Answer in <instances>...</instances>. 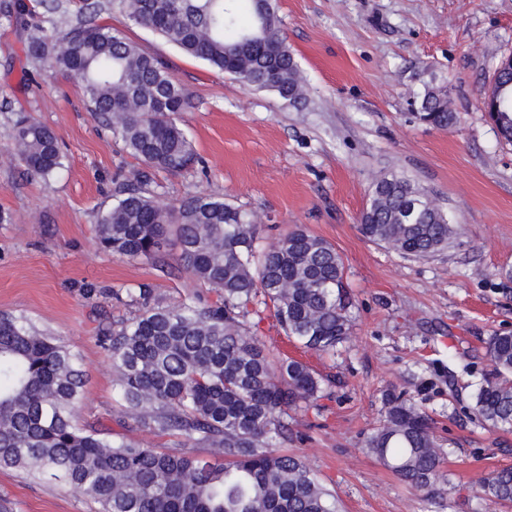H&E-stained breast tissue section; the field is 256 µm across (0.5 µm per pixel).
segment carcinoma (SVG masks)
<instances>
[{
    "mask_svg": "<svg viewBox=\"0 0 512 512\" xmlns=\"http://www.w3.org/2000/svg\"><path fill=\"white\" fill-rule=\"evenodd\" d=\"M109 7L251 87L292 105L306 100L277 0H85L63 34L50 38L36 24L27 27V57L74 80L101 126L144 166L101 214L100 249L154 260L171 242L186 276L216 295L203 306L189 298L159 308L144 287L131 297L141 306L136 317L99 328L129 417L214 456L77 427L83 372L76 356L23 318L0 314V468L58 481L100 512H336L334 494L298 455L281 450L289 411L316 406L322 379L300 360L273 359L243 318L261 297L301 348L335 351L352 329L342 260L301 228L262 247L254 214L206 192L166 206L154 200L146 170L179 173L197 160L178 119L188 97L164 61L96 23ZM492 94L500 107L489 118L512 142V73L496 69ZM418 101L427 124L458 122L442 90L428 88ZM12 139L13 157L32 173L47 179L64 167L49 127L20 116ZM360 232L414 257L448 248L457 234L434 195L397 174L375 182ZM486 353L493 370L473 394L472 414L492 431H512V334L489 337ZM365 448L407 485L439 492L442 453L410 400L386 398L384 420ZM482 491L493 503H512V467L491 474Z\"/></svg>",
    "mask_w": 512,
    "mask_h": 512,
    "instance_id": "obj_1",
    "label": "carcinoma"
}]
</instances>
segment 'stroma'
Listing matches in <instances>:
<instances>
[{
    "instance_id": "1",
    "label": "stroma",
    "mask_w": 512,
    "mask_h": 512,
    "mask_svg": "<svg viewBox=\"0 0 512 512\" xmlns=\"http://www.w3.org/2000/svg\"><path fill=\"white\" fill-rule=\"evenodd\" d=\"M287 44L308 84L306 109L243 85L183 54L150 29L107 9L100 24L161 58L189 104L179 122L202 166L150 171L166 205L204 191L256 214L265 243L300 227L331 243L352 300V334L330 355L290 341L258 305L247 325L275 353L324 379L318 408L292 413L285 450L301 455L336 497L338 512H512L486 500L482 482L512 465V432L472 419L471 396L492 371L486 341L512 333V145L481 97L500 58L512 54V0H278ZM448 93L458 123L416 115L424 87ZM24 112L56 133L66 166L50 179L11 159ZM139 164L87 112L81 88L26 57L24 35L0 19V314L24 317L68 346L84 372L85 429L183 450L179 437L127 421L96 328L134 318L131 293L173 308L213 300L162 262L98 250L97 218ZM406 176L441 200L458 234L435 255L404 256L365 238L359 218L376 179ZM431 418L448 480L434 497L407 487L364 441L383 419L385 394ZM12 512H98L63 484L0 469Z\"/></svg>"
}]
</instances>
